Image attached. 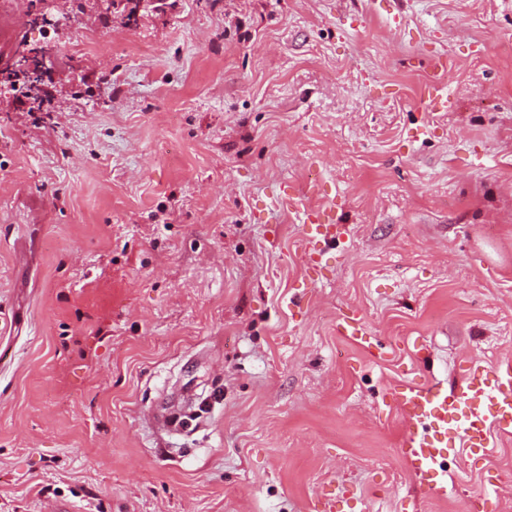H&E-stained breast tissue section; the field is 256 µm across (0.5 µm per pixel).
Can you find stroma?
Segmentation results:
<instances>
[{"mask_svg": "<svg viewBox=\"0 0 512 512\" xmlns=\"http://www.w3.org/2000/svg\"><path fill=\"white\" fill-rule=\"evenodd\" d=\"M44 47L55 111L0 79V512H512V436L435 498L394 400L512 356V0H0V71ZM333 221L334 218L330 210L319 209L305 214V232L313 245L314 253L318 256H321L323 252V248L318 246L326 245L331 239L329 227L333 224Z\"/></svg>", "mask_w": 512, "mask_h": 512, "instance_id": "obj_1", "label": "stroma"}]
</instances>
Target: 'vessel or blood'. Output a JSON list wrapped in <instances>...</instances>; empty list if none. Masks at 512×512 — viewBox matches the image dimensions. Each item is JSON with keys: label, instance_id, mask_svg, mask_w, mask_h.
<instances>
[{"label": "vessel or blood", "instance_id": "1", "mask_svg": "<svg viewBox=\"0 0 512 512\" xmlns=\"http://www.w3.org/2000/svg\"><path fill=\"white\" fill-rule=\"evenodd\" d=\"M333 221L326 209L306 213L305 232L312 245L329 242ZM395 399L406 423L404 456L411 472L431 495L446 496L448 483L434 469L448 448L458 443L468 456H482L492 433L512 435V358L488 369H471L454 391L437 383L401 384Z\"/></svg>", "mask_w": 512, "mask_h": 512}]
</instances>
